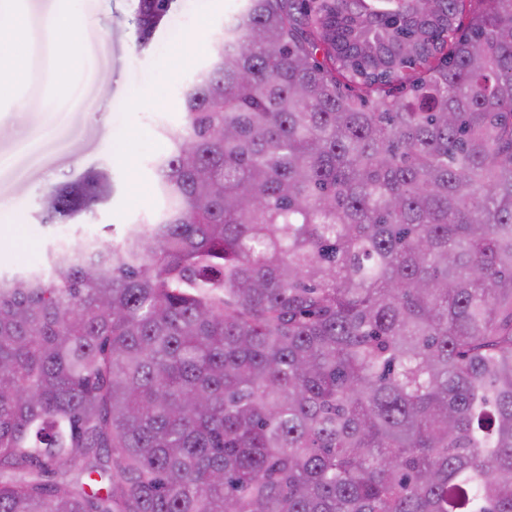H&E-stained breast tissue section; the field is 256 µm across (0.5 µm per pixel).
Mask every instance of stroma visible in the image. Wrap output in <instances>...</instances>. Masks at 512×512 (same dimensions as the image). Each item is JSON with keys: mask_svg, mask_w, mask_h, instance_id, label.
Returning a JSON list of instances; mask_svg holds the SVG:
<instances>
[{"mask_svg": "<svg viewBox=\"0 0 512 512\" xmlns=\"http://www.w3.org/2000/svg\"><path fill=\"white\" fill-rule=\"evenodd\" d=\"M238 0H176L194 14L179 36L163 28L146 49L136 43L135 0H18L25 20L16 51L0 70L21 72L0 86V272L41 267L61 234L117 242L128 225L151 222L164 206L152 161L170 151L161 125L182 120L180 91L206 61L210 42ZM70 30V73L54 76L44 29L62 18ZM137 164L131 188L113 150ZM112 174L113 193L93 214L61 226L38 218L43 195L88 170Z\"/></svg>", "mask_w": 512, "mask_h": 512, "instance_id": "35a3bbf8", "label": "stroma"}]
</instances>
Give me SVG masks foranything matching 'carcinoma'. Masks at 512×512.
<instances>
[{"label": "carcinoma", "mask_w": 512, "mask_h": 512, "mask_svg": "<svg viewBox=\"0 0 512 512\" xmlns=\"http://www.w3.org/2000/svg\"><path fill=\"white\" fill-rule=\"evenodd\" d=\"M480 2L239 0L166 207L0 276V512H512V0Z\"/></svg>", "instance_id": "carcinoma-1"}]
</instances>
